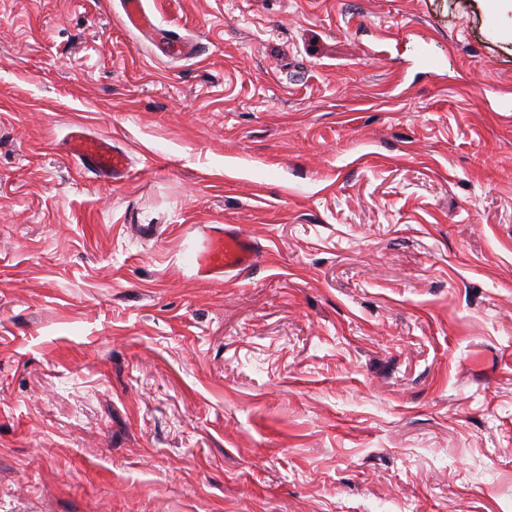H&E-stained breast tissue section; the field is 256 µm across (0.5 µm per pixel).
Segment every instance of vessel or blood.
Returning a JSON list of instances; mask_svg holds the SVG:
<instances>
[{
    "mask_svg": "<svg viewBox=\"0 0 512 512\" xmlns=\"http://www.w3.org/2000/svg\"><path fill=\"white\" fill-rule=\"evenodd\" d=\"M121 6L129 31L138 32L144 39L156 43L165 55L176 57L194 52V45L184 40L157 38L156 25L145 10L143 0H121ZM67 154L83 168L106 177L118 179L129 173L127 154L105 137L74 131ZM194 232L201 240L200 247L190 257L196 278L216 280L232 274L240 275L259 259L256 243L240 229L203 224L195 226Z\"/></svg>",
    "mask_w": 512,
    "mask_h": 512,
    "instance_id": "vessel-or-blood-1",
    "label": "vessel or blood"
}]
</instances>
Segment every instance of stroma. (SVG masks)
Wrapping results in <instances>:
<instances>
[{"label":"stroma","instance_id":"stroma-1","mask_svg":"<svg viewBox=\"0 0 512 512\" xmlns=\"http://www.w3.org/2000/svg\"><path fill=\"white\" fill-rule=\"evenodd\" d=\"M144 6L197 53L0 0V512H512V39L480 0ZM191 224L258 264L194 278ZM66 149L67 155L77 160L84 169L114 179L124 178L129 173L127 154L112 146L108 138L73 131Z\"/></svg>","mask_w":512,"mask_h":512}]
</instances>
